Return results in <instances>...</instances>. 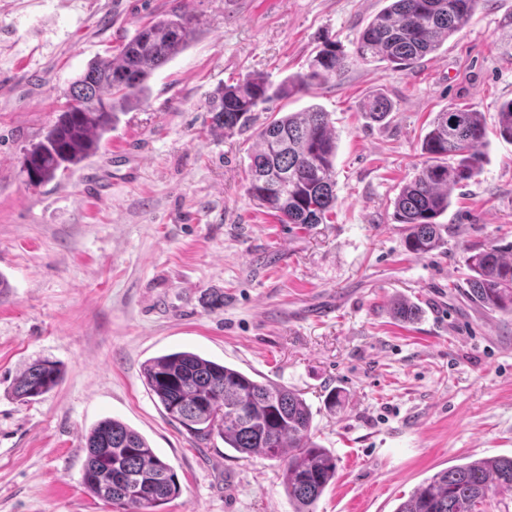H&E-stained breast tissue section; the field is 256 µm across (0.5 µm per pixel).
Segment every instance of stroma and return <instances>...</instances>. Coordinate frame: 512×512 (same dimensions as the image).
<instances>
[{
  "label": "stroma",
  "mask_w": 512,
  "mask_h": 512,
  "mask_svg": "<svg viewBox=\"0 0 512 512\" xmlns=\"http://www.w3.org/2000/svg\"><path fill=\"white\" fill-rule=\"evenodd\" d=\"M384 0H0V512H119L81 483L89 431L117 419L178 476L160 512H294L277 461L196 443L148 393L147 360L201 356L301 393L337 475L315 512H395L439 470L512 457V315L462 293L467 249L512 243V143L488 135L481 173L439 219L442 247L416 256L394 198L425 157L436 113L468 106L494 126L512 99V0H481L422 63H351L328 82L260 105L224 135L207 101L253 74L306 71L322 41L345 52ZM173 9L194 36L157 69L99 153L39 186L26 149L96 57ZM389 99L384 122L361 110ZM336 130L327 223H279L247 194L263 123L309 105ZM220 303H212V296ZM420 319L389 312L394 298ZM57 362L34 401L13 383ZM341 391L329 408L330 390ZM62 378V371L57 363L39 360L31 364L16 380L15 396L23 401L40 397L55 387Z\"/></svg>",
  "instance_id": "35a3bbf8"
}]
</instances>
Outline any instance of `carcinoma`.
<instances>
[{
    "mask_svg": "<svg viewBox=\"0 0 512 512\" xmlns=\"http://www.w3.org/2000/svg\"><path fill=\"white\" fill-rule=\"evenodd\" d=\"M479 0H388L360 33L353 54L325 40L307 71L275 85L257 75L221 84L210 95L211 125L228 134L255 120L259 105L288 98L337 75L355 61L407 67L437 51L469 22ZM193 18L173 10L145 24L112 57L92 61L64 90V110L43 138L25 153L23 172L31 186L53 180L96 155L119 113L145 101L152 73L185 49ZM366 117L384 120L392 103L372 95ZM495 135L512 143V100L498 112ZM487 137L482 113L456 108L436 114L426 133V160L400 190L394 206L407 225L406 247L424 256L442 243L437 218L451 193L481 168ZM336 132L328 113L315 105L265 124L258 133L247 194L282 224H324L335 206ZM465 293L484 310L512 314V245L491 243L467 250ZM62 378L57 363L39 360L16 380L15 396L40 397ZM144 384L166 416L203 442L216 434L240 454L276 459L294 512H314L336 479L333 454L313 439V413L302 396L280 384L205 359L191 351L154 357L143 368ZM81 481L95 498L123 512H156L177 497L174 470L143 436L123 422L100 421L86 438ZM512 491V457L475 460L437 472L400 503L395 512H479L492 494Z\"/></svg>",
    "mask_w": 512,
    "mask_h": 512,
    "instance_id": "1",
    "label": "carcinoma"
}]
</instances>
